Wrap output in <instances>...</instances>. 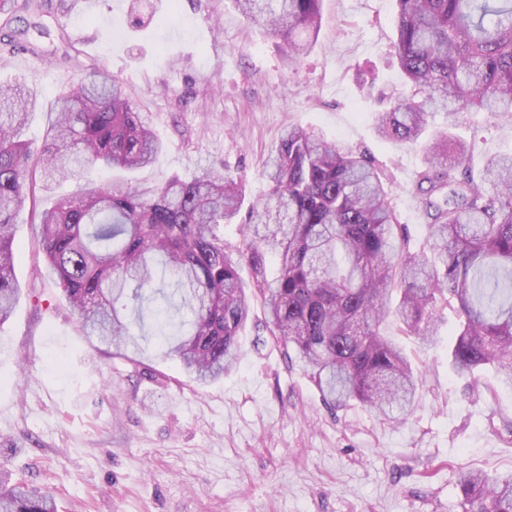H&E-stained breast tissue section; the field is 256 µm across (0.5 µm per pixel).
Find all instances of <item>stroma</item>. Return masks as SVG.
I'll return each instance as SVG.
<instances>
[{
    "instance_id": "1",
    "label": "stroma",
    "mask_w": 512,
    "mask_h": 512,
    "mask_svg": "<svg viewBox=\"0 0 512 512\" xmlns=\"http://www.w3.org/2000/svg\"><path fill=\"white\" fill-rule=\"evenodd\" d=\"M44 0L0 16V80L36 106L23 139L41 146L58 97L105 69L163 148L130 174L137 189L224 166L266 189L263 166L298 125L365 153L391 187L411 249L427 239L414 187L423 144L377 137L375 94L403 87L391 52L395 0H323L310 53L285 64L281 40L236 0ZM435 129L470 146L469 165L512 153V119L445 113ZM20 295L0 325V464L12 479L54 487L58 512H461L467 473L512 471V391L492 370L458 376L446 312L431 345L400 343L423 370L414 412L392 424L348 402L327 408L288 362L254 305L242 357L206 386L154 340L131 358L85 336L46 264L29 212L17 218Z\"/></svg>"
}]
</instances>
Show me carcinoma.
<instances>
[{
    "mask_svg": "<svg viewBox=\"0 0 512 512\" xmlns=\"http://www.w3.org/2000/svg\"><path fill=\"white\" fill-rule=\"evenodd\" d=\"M245 16L308 53L322 0H238ZM394 53L410 90L376 114L377 134L416 143L427 115L481 110L512 118V0H396ZM30 105L19 83L0 84V325L16 305V219L37 208L32 186L71 181L72 193L38 212L45 261L89 336L127 356L157 317L165 355L201 385L240 356L252 299L285 356L295 355L324 403L358 401L392 422L411 414L418 375L399 343L381 332L431 342L440 315H457L449 358L459 375L491 367L512 390V154L486 159L475 179L466 146L435 135L416 179L428 220L426 248L396 242L391 192L362 153L299 126L288 128L262 173L263 195L247 211L236 254L221 229L240 215L242 179L208 168L150 190L88 178L94 167L135 171L161 144L106 70L58 98L57 117L36 152L21 139ZM275 267L268 275L267 259ZM247 264L246 289L239 265ZM461 512H512V472L474 470L461 484ZM0 512H57L53 491L11 482L0 467Z\"/></svg>",
    "mask_w": 512,
    "mask_h": 512,
    "instance_id": "1",
    "label": "carcinoma"
}]
</instances>
